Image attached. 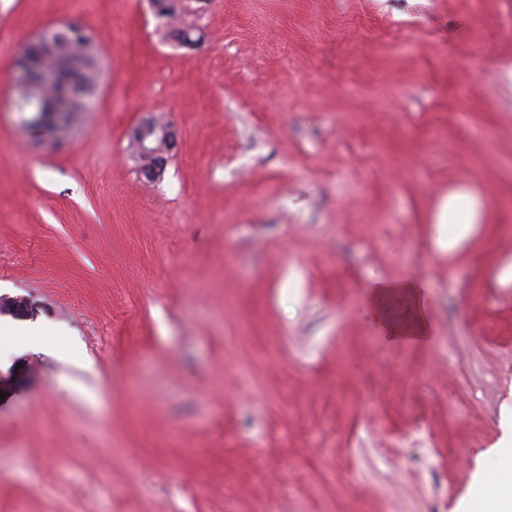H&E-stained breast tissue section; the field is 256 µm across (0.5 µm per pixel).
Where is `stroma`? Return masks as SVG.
Listing matches in <instances>:
<instances>
[{
	"mask_svg": "<svg viewBox=\"0 0 512 512\" xmlns=\"http://www.w3.org/2000/svg\"><path fill=\"white\" fill-rule=\"evenodd\" d=\"M183 2L0 0V325L52 329L0 348V512H451L512 428V0ZM64 23L101 75L52 146L13 60ZM373 277L432 283L426 342ZM130 137L136 138L138 152L147 162L155 160L150 167L141 166L142 174L149 179L156 178L163 170L166 162L165 155L174 147L176 140L174 130L168 125L145 119L131 130ZM465 208L466 218L460 222L458 213ZM478 208L476 200L466 194L452 193L443 202L437 215L433 231V239L439 246L448 250L464 241L477 224ZM431 286L418 279L385 281L371 278L365 285L364 305L380 336L391 343L422 341L432 333L426 294Z\"/></svg>",
	"mask_w": 512,
	"mask_h": 512,
	"instance_id": "1",
	"label": "stroma"
}]
</instances>
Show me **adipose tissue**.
I'll return each mask as SVG.
<instances>
[{"instance_id":"ef3b65f1","label":"adipose tissue","mask_w":512,"mask_h":512,"mask_svg":"<svg viewBox=\"0 0 512 512\" xmlns=\"http://www.w3.org/2000/svg\"><path fill=\"white\" fill-rule=\"evenodd\" d=\"M477 219V202L472 196L450 194L435 220V243L448 248L458 246ZM428 288V283L412 278H371L365 286L364 305L380 335L392 343L422 341L430 336L433 326L426 300ZM486 455L499 477L495 483H482L466 512H512V439L489 448Z\"/></svg>"}]
</instances>
